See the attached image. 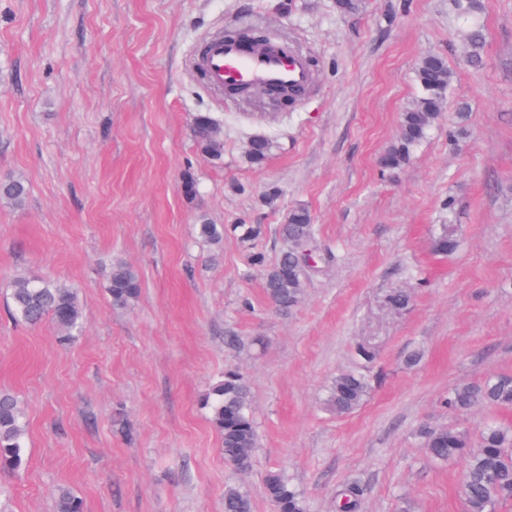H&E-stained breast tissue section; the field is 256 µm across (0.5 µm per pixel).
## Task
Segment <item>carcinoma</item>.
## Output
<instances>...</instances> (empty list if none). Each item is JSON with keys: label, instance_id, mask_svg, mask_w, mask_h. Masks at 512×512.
Masks as SVG:
<instances>
[{"label": "carcinoma", "instance_id": "carcinoma-1", "mask_svg": "<svg viewBox=\"0 0 512 512\" xmlns=\"http://www.w3.org/2000/svg\"><path fill=\"white\" fill-rule=\"evenodd\" d=\"M453 10L468 24L469 51L466 62L482 64L481 50L484 30L477 22L480 0H452ZM419 95L400 114L398 139L384 151L380 165L386 171L402 168L410 160L413 149L427 136L438 120L445 94L453 73L447 59L439 53L421 56L414 68ZM192 131L200 150L213 159L224 154V142L219 136V123L210 114L197 113ZM271 150L270 141L263 136L252 137L246 159L259 166ZM28 188L20 177L0 180V199L13 206L25 203ZM197 237L213 246L224 241V226L201 220L196 225ZM277 234L284 243L275 260L265 262L261 252L252 255L253 265L263 271V292L267 305L277 311L295 308L302 297V266L296 246L315 240L316 230L309 212L302 207L289 210ZM435 252L450 254L457 250L458 240L453 228L436 237ZM108 293L116 307L128 306L140 293L136 271L125 263L112 265L108 272ZM9 297L15 318L30 326L52 320L60 333V341L75 338L83 322L80 301L70 288L42 277L19 276L9 285ZM371 390V384L361 371H343L332 379L324 400L326 409L337 415L356 410ZM251 388L246 377L235 368L212 383L202 396L208 408L210 422L222 440L224 462L235 470L245 472L252 467L257 448V429L251 411ZM448 410L461 414L473 408L512 407V375L500 374L484 380L464 382L452 387L446 397ZM27 423L24 412L14 395L0 392V471L18 469L23 460ZM423 445L429 456L441 463L456 460L465 462L461 488L467 512H496L498 505L512 502V427L494 421L483 425L477 441L457 428L433 427L422 432ZM264 495L274 512H307L302 495L280 472L270 470L263 482ZM362 488L348 484L336 498L338 512H357ZM56 512H84L81 498L62 488L55 500ZM250 496L236 486L224 490V512H252Z\"/></svg>", "mask_w": 512, "mask_h": 512}]
</instances>
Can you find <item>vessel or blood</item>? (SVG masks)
Here are the masks:
<instances>
[{
    "label": "vessel or blood",
    "instance_id": "b4317fda",
    "mask_svg": "<svg viewBox=\"0 0 512 512\" xmlns=\"http://www.w3.org/2000/svg\"><path fill=\"white\" fill-rule=\"evenodd\" d=\"M199 67L213 89L229 97L237 88L250 85L283 87L298 93L308 89L313 78L306 57L281 44L273 42L250 50L220 32L202 42Z\"/></svg>",
    "mask_w": 512,
    "mask_h": 512
}]
</instances>
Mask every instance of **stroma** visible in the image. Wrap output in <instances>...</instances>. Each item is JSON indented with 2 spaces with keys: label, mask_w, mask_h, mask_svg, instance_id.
I'll list each match as a JSON object with an SVG mask.
<instances>
[{
  "label": "stroma",
  "mask_w": 512,
  "mask_h": 512,
  "mask_svg": "<svg viewBox=\"0 0 512 512\" xmlns=\"http://www.w3.org/2000/svg\"><path fill=\"white\" fill-rule=\"evenodd\" d=\"M361 3L343 14L336 0H0V178L28 185L23 206L0 203V390L28 423L22 467L0 472V512H54L61 487L86 512H224L229 485L272 512L270 470L308 512H335L353 481L359 512H466L461 463L431 460L419 432L512 426V407L455 416L443 404L456 384L512 374V0H482L477 69L450 0ZM234 26L308 57L314 93L278 108L218 98L192 58ZM429 52L453 73L441 116L406 166L382 170ZM199 112L221 125V159L193 139ZM256 135L273 143L259 167L245 157ZM298 206L335 260L282 313L249 256L275 258ZM203 217L261 235L228 232L216 250L196 236ZM450 227L460 246L444 256L433 241ZM118 262L141 280L124 308L107 293ZM22 274L77 292L73 343L52 322L11 318L6 286ZM394 290L411 293L407 309L387 306ZM360 345L374 354L372 389L331 414L326 387ZM228 366L250 382L258 430L243 473L200 404Z\"/></svg>",
  "instance_id": "35a3bbf8"
}]
</instances>
